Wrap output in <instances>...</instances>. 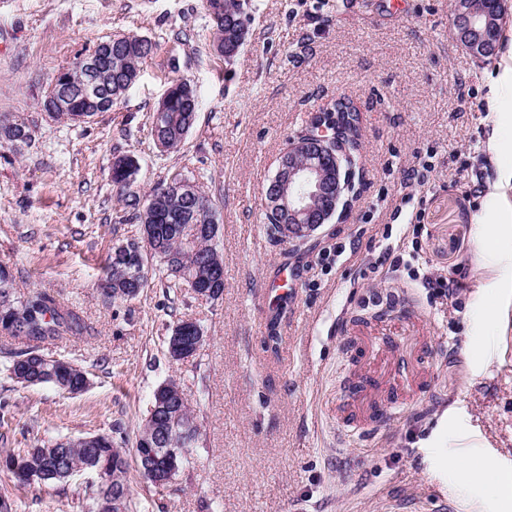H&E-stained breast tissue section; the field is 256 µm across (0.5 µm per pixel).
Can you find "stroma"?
<instances>
[{"mask_svg": "<svg viewBox=\"0 0 512 512\" xmlns=\"http://www.w3.org/2000/svg\"><path fill=\"white\" fill-rule=\"evenodd\" d=\"M204 0H0V116L32 137L0 147V265L18 294L44 291L84 321L41 347L84 368L67 395L24 387L8 368L21 343L0 332V453L108 433L132 448L154 390L176 379L199 427L187 464L163 488L129 471L137 512H512L444 465L468 455L512 472V295L482 350L470 344L475 294L489 274L475 244L491 111L512 113V63L480 61L451 35L452 0H249L250 36L224 60ZM116 35L156 49L137 82L91 123L48 115L57 72ZM176 79L202 108L179 150L160 154L153 112ZM361 122L363 186L348 218L304 255L265 231V187L289 137L336 97ZM134 156L148 193L192 173L220 225L216 300L153 279L136 299L96 290L112 246L138 239L112 161ZM391 247L404 262L382 263ZM296 287L277 352L267 351L268 291L281 268ZM452 278L438 296L422 275ZM200 323L197 355L172 362L178 320ZM416 387L372 419L389 384ZM97 478L20 486L0 470L13 512H91Z\"/></svg>", "mask_w": 512, "mask_h": 512, "instance_id": "1", "label": "stroma"}]
</instances>
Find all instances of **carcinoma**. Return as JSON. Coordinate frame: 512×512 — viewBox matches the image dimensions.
Listing matches in <instances>:
<instances>
[{"label": "carcinoma", "instance_id": "obj_1", "mask_svg": "<svg viewBox=\"0 0 512 512\" xmlns=\"http://www.w3.org/2000/svg\"><path fill=\"white\" fill-rule=\"evenodd\" d=\"M244 0H204L209 24L214 30V42L221 43L222 55L236 56L249 38L250 17ZM155 44L143 38H127L112 43L98 62L97 81L93 84V98L97 100V111L108 112L117 100L136 81L140 64L154 53ZM166 97L168 105L164 112H154L151 136L161 153L180 148L190 129L196 122L200 107L196 87L189 81L179 79L171 82ZM324 121L340 129L339 137L354 147L361 138L359 114L353 103L345 98L332 102L321 109V115L311 118L310 123ZM31 139L24 119H0V146L7 143L14 148ZM140 166L129 155L115 158L112 163V182L125 202L132 217L152 228L150 243L157 244L167 257L158 264L166 273L169 288H195L198 283L211 279L214 271H224L223 256L213 244L211 235L215 218L210 200L199 190L191 197H183L170 191V185L193 178L178 174L169 180L156 183L146 195L137 190ZM117 247H112L106 276L100 284V294L107 301H127L135 298L148 286L149 278L141 276L135 281L126 278L127 272L116 260ZM15 280L11 272L0 267V300H8L16 312L10 324L0 326V331L12 339L27 344L26 349L16 353L10 366L11 377L18 383L26 381L37 386L51 384L68 394L80 393L85 385L87 373L64 359L44 362L40 347L66 336L76 337L83 333L84 326L75 313L63 309L56 299L42 291L18 296L14 292ZM155 438L157 447L166 448L177 435L165 433L164 422L155 421L149 431L141 428L133 448L134 461L140 476L148 482L153 479L146 472V462L151 449L145 441ZM92 444L85 437L58 440L51 446L29 448L22 453H7L0 456V466L11 472L20 484L29 481L14 469V464H24L32 472H44L43 483L67 481L80 470H91L101 474L105 483L97 486L95 497L122 499L124 512H133L132 498L127 481L130 467L127 453L123 452L112 436L93 435Z\"/></svg>", "mask_w": 512, "mask_h": 512}]
</instances>
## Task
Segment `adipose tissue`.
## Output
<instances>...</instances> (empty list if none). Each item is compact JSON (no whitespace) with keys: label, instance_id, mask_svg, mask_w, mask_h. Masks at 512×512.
Returning <instances> with one entry per match:
<instances>
[{"label":"adipose tissue","instance_id":"adipose-tissue-1","mask_svg":"<svg viewBox=\"0 0 512 512\" xmlns=\"http://www.w3.org/2000/svg\"><path fill=\"white\" fill-rule=\"evenodd\" d=\"M475 241L491 276L476 294L477 316L471 333L485 336L501 316L503 291L512 288V204L499 189L489 190L482 201ZM448 467L464 480L479 482L498 497L512 499V476L489 469L470 457L450 459Z\"/></svg>","mask_w":512,"mask_h":512}]
</instances>
